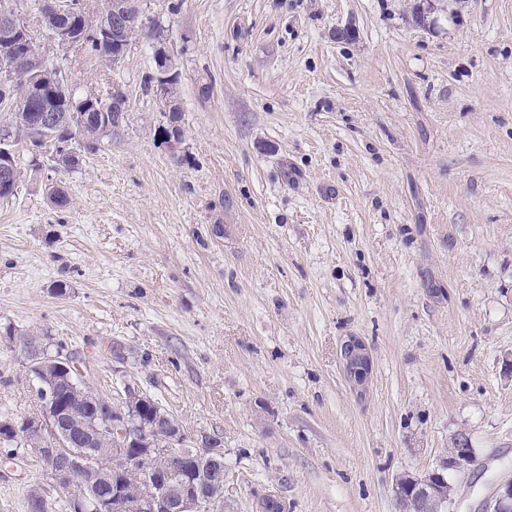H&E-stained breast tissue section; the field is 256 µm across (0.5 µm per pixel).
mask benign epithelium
<instances>
[{
    "label": "benign epithelium",
    "mask_w": 512,
    "mask_h": 512,
    "mask_svg": "<svg viewBox=\"0 0 512 512\" xmlns=\"http://www.w3.org/2000/svg\"><path fill=\"white\" fill-rule=\"evenodd\" d=\"M35 10L39 22L46 23L54 44L59 48H68L75 38L71 7L63 0H38ZM99 27L98 38L105 40L118 36L128 42L136 34L144 32L141 16H134L117 6L112 9V23L102 21ZM19 30L18 16L8 13L0 15V38L4 42L13 40ZM156 93L168 111H178L166 77H159ZM342 356L345 368L351 369L348 378L352 386L363 387L370 373V364L362 342L357 339L347 341ZM42 400L46 407L55 406L56 414H44L36 430L25 431V440L32 446L35 456L45 461L43 472L64 489L74 512H83L89 487L103 479L107 470L129 461L132 419L124 406L105 401L111 416L108 424L118 432L112 448V462L91 456L78 458L73 456L72 448L84 442L86 435L73 406L58 401V396L52 393L43 394ZM161 437L166 441L169 467L179 466L186 442L180 426L163 429ZM475 461L476 451L468 436L458 435L454 448L433 470L423 475L404 474L396 479L395 500L400 512H453L457 491L448 482L445 471L453 469L465 473ZM226 508L230 509L232 505L224 502V475L209 480L186 478L177 486L151 469L141 471L136 492L130 494L122 487L115 488L111 498L99 501L96 512H223ZM486 509L487 512H512V480L496 490Z\"/></svg>",
    "instance_id": "7a95c632"
}]
</instances>
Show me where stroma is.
I'll return each mask as SVG.
<instances>
[{"label":"stroma","instance_id":"1","mask_svg":"<svg viewBox=\"0 0 512 512\" xmlns=\"http://www.w3.org/2000/svg\"><path fill=\"white\" fill-rule=\"evenodd\" d=\"M419 4L140 0L156 35L113 66L37 33L71 84L129 107L77 169L18 147L0 328L64 345L113 401L155 397L187 446L220 441L236 512L270 492L288 512H397V476L461 433L477 461L448 475L459 512L512 480V0ZM161 47L177 156L147 87ZM40 411L20 346L0 345V416ZM35 487L57 512L30 450L0 462V512H30ZM158 79L159 80L156 84V93L164 101L165 106L168 107V112H173L171 114V116L175 117V119H173V118L171 119L173 131L170 132V135L166 138L167 142H165V144H167L169 149L173 153H175L178 151L179 145L181 144V141H182V139L180 138V135L178 133L174 132V129H176L178 127V125H180V124L174 123L173 121H177L178 123H180L181 122V113H180V111L178 112V107L175 102V98L171 95V91L174 95H177L176 85H177L178 79L175 75L174 79L172 80L171 91H170L167 77L159 76ZM342 356L345 361V370L352 386L354 388L363 387L370 373V364L362 342L357 339L347 341L343 346ZM348 368L351 369L352 373H348ZM354 371H356V375ZM357 375L360 379H358Z\"/></svg>","mask_w":512,"mask_h":512}]
</instances>
